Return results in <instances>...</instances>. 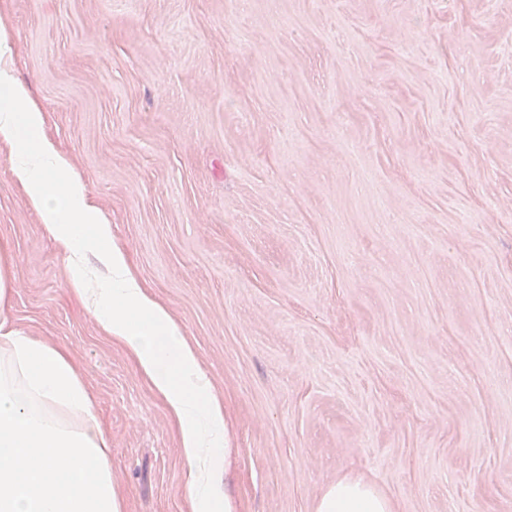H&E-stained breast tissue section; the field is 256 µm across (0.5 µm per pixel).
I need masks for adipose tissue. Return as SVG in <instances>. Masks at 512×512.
<instances>
[{
  "label": "adipose tissue",
  "instance_id": "1",
  "mask_svg": "<svg viewBox=\"0 0 512 512\" xmlns=\"http://www.w3.org/2000/svg\"><path fill=\"white\" fill-rule=\"evenodd\" d=\"M0 15V141L14 147L12 172L66 253L72 290L164 398L179 425L191 512H233L220 484L224 406L179 328L133 275L112 228L67 160L42 136L43 114L17 81ZM96 256L100 267L86 263ZM10 252L0 242V512H121L112 485V443L64 350L14 329ZM316 512H394L363 477L321 492Z\"/></svg>",
  "mask_w": 512,
  "mask_h": 512
}]
</instances>
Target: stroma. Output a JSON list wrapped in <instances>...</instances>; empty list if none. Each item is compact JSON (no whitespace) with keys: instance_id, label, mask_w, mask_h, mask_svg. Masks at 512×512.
I'll return each instance as SVG.
<instances>
[{"instance_id":"1","label":"stroma","mask_w":512,"mask_h":512,"mask_svg":"<svg viewBox=\"0 0 512 512\" xmlns=\"http://www.w3.org/2000/svg\"><path fill=\"white\" fill-rule=\"evenodd\" d=\"M43 134L224 403L234 512H512V0H0ZM0 142L17 330L63 347L122 512L178 426L68 290ZM316 511L394 512V505L363 477L346 475L323 489Z\"/></svg>"}]
</instances>
